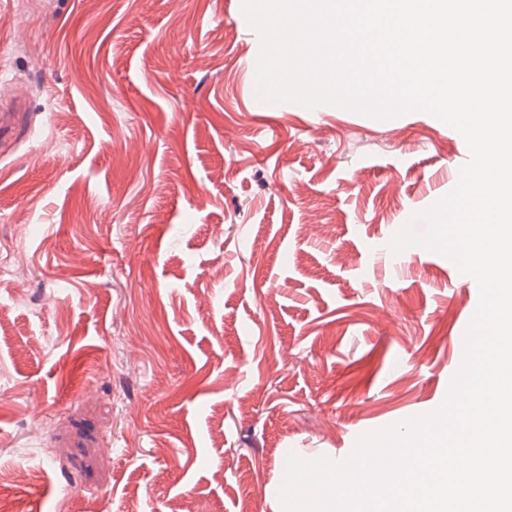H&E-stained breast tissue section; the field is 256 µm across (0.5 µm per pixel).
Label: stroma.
Wrapping results in <instances>:
<instances>
[{
  "label": "stroma",
  "instance_id": "obj_1",
  "mask_svg": "<svg viewBox=\"0 0 512 512\" xmlns=\"http://www.w3.org/2000/svg\"><path fill=\"white\" fill-rule=\"evenodd\" d=\"M258 50L242 0H0L11 512H283L284 452L340 460L445 401L477 282L381 246L465 140L260 111Z\"/></svg>",
  "mask_w": 512,
  "mask_h": 512
}]
</instances>
